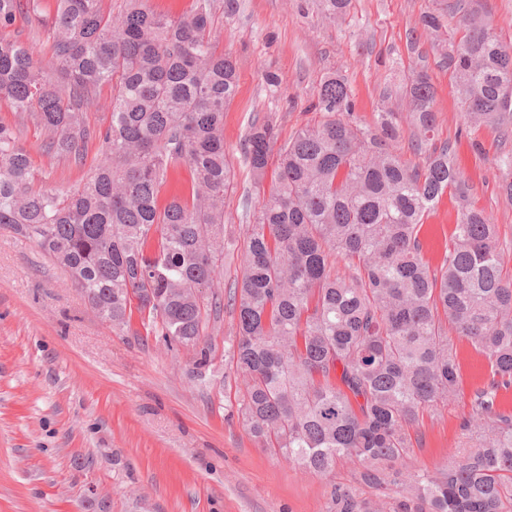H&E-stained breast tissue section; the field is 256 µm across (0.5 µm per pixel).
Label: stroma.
Wrapping results in <instances>:
<instances>
[{
	"label": "stroma",
	"mask_w": 512,
	"mask_h": 512,
	"mask_svg": "<svg viewBox=\"0 0 512 512\" xmlns=\"http://www.w3.org/2000/svg\"><path fill=\"white\" fill-rule=\"evenodd\" d=\"M240 3L236 16L216 13L213 24L239 78L224 113V148L236 171L224 200L229 237L243 242L245 211L270 187L241 155L251 120L274 116L278 140L287 142L317 119L314 91L336 72L351 86L355 118L373 124L385 87L412 65L413 30L435 87V141L453 144L512 265V203L493 169L498 134L464 127L453 80L438 64L441 44L420 28L440 0H353L338 24L300 11L297 0ZM269 72L279 77L277 90L266 84ZM0 122L17 127L35 187L73 189L97 161L94 150L80 166L52 158L40 129L4 102ZM455 221L446 198L426 217L421 239L431 269H439ZM63 280L32 244L0 230V512H324L326 480L282 463L237 414L238 382L224 353L236 334L232 309L207 325L211 362L199 377L191 352L154 335L112 331ZM456 345L459 395L425 414L413 433L409 463L418 469L447 462L473 392L489 380L486 358L466 340Z\"/></svg>",
	"instance_id": "obj_1"
}]
</instances>
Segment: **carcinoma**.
I'll return each instance as SVG.
<instances>
[{
	"mask_svg": "<svg viewBox=\"0 0 512 512\" xmlns=\"http://www.w3.org/2000/svg\"><path fill=\"white\" fill-rule=\"evenodd\" d=\"M217 0H192L173 17L149 0H0V101L43 133V150L81 164L98 141L86 181L63 192L34 187L31 159L0 123V228L62 269L112 329L141 327L193 350L211 314L237 312L228 351L242 382L238 416L289 466L328 481L325 512H512V414L498 394L512 388V273L496 225L474 201L451 144L436 145L435 89L423 57L383 93L374 125L352 119L350 86L338 73L316 89L321 119L278 147L276 176L252 214L241 275L227 296L212 288L224 267V197L235 172L224 150V107L235 96L236 62L212 34ZM331 22L352 0H312ZM26 13L44 28L42 58L10 34ZM455 21L441 64L455 82L464 124L512 139V43L481 14L479 0H448L421 18L439 39ZM112 84L110 122L96 133L85 109ZM422 165L398 147L400 113ZM278 141L273 116L244 137L246 165L266 173ZM498 190L512 202V149L494 158ZM188 187L160 199L178 170ZM456 224L443 263L430 270L419 238L444 194ZM343 257L356 274L331 273ZM485 355L489 382L476 390L452 460L407 466L410 429L453 401L459 363L453 336ZM353 462L365 497L333 480Z\"/></svg>",
	"mask_w": 512,
	"mask_h": 512,
	"instance_id": "carcinoma-1",
	"label": "carcinoma"
}]
</instances>
